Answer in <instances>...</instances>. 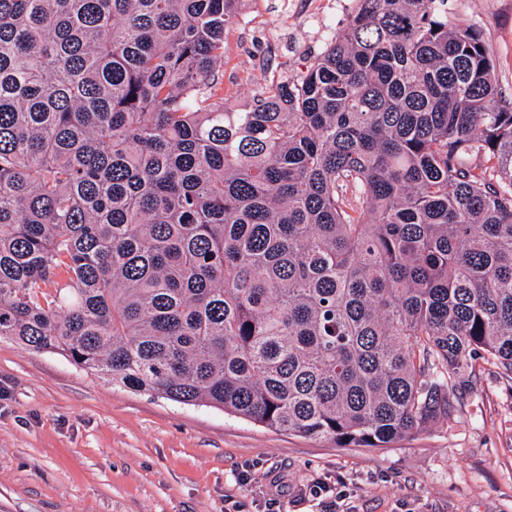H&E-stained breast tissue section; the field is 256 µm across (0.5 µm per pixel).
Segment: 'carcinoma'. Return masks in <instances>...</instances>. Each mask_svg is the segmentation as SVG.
Returning a JSON list of instances; mask_svg holds the SVG:
<instances>
[{"mask_svg":"<svg viewBox=\"0 0 512 512\" xmlns=\"http://www.w3.org/2000/svg\"><path fill=\"white\" fill-rule=\"evenodd\" d=\"M244 0H0V337L386 448L512 378V96L447 0H356L224 107Z\"/></svg>","mask_w":512,"mask_h":512,"instance_id":"1","label":"carcinoma"}]
</instances>
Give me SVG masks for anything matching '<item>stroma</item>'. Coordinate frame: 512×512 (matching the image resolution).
Instances as JSON below:
<instances>
[{
  "mask_svg": "<svg viewBox=\"0 0 512 512\" xmlns=\"http://www.w3.org/2000/svg\"><path fill=\"white\" fill-rule=\"evenodd\" d=\"M288 2L246 0L225 33L228 106L313 62L347 23L323 30L312 10L291 21ZM448 17L481 31L512 95V0H448ZM0 512H512V378L478 364L449 420L386 448H340L0 338Z\"/></svg>",
  "mask_w": 512,
  "mask_h": 512,
  "instance_id": "stroma-1",
  "label": "stroma"
}]
</instances>
